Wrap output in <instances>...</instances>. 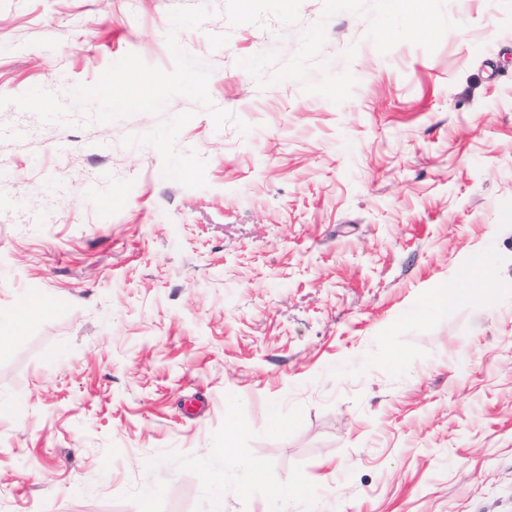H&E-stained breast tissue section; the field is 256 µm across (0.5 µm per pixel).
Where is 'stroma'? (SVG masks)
<instances>
[{
  "label": "stroma",
  "instance_id": "1",
  "mask_svg": "<svg viewBox=\"0 0 512 512\" xmlns=\"http://www.w3.org/2000/svg\"><path fill=\"white\" fill-rule=\"evenodd\" d=\"M34 299L0 512H512V0H0V318Z\"/></svg>",
  "mask_w": 512,
  "mask_h": 512
}]
</instances>
